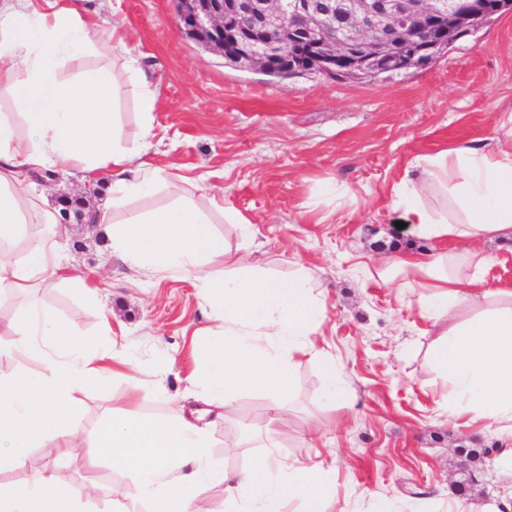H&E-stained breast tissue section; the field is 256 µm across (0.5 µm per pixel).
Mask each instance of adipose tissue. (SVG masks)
I'll list each match as a JSON object with an SVG mask.
<instances>
[{
    "label": "adipose tissue",
    "instance_id": "adipose-tissue-1",
    "mask_svg": "<svg viewBox=\"0 0 512 512\" xmlns=\"http://www.w3.org/2000/svg\"><path fill=\"white\" fill-rule=\"evenodd\" d=\"M117 52L137 82L143 137L152 134L158 93L129 48L119 24L103 25L60 0H0V296L25 294L51 281H68L62 231L54 211L36 202L35 179L45 170L83 181L111 179V197L97 222L113 257L129 269L172 273L191 281L205 325L197 329L182 404L169 417H134L146 395L164 396L159 379L143 371L124 348L88 345L80 332L39 305L0 316L10 350L39 361L37 373L0 369V475L26 468L33 449L51 458L74 448L88 466L109 460L114 473L132 476L139 499L123 512H213L202 487L224 488L227 512H330L332 473L323 465L279 460L273 429L266 453L228 469L210 453V429L226 419L240 391L270 390V412L283 406L294 369L315 358L328 406L347 395L335 359L314 338L325 318V290L306 266L288 279L255 269L238 257L223 278L209 269L224 241L211 227L223 211L222 194L205 189L195 200L165 206L117 225L115 213L155 194L165 181L123 147L107 106L116 95L112 69L88 68L66 77L70 63L100 49ZM417 176L392 188L390 208L432 244L428 256L408 249L366 267L402 295L416 296L432 326L431 362L446 389L443 407L457 427L493 421L512 440V284L486 287L494 264L486 245L512 241V153L466 146L415 157ZM73 281V280H70ZM81 297L98 290L73 281ZM118 379L110 414L85 429L77 417L87 391ZM99 486L72 487L53 470L34 481L0 484V512H88Z\"/></svg>",
    "mask_w": 512,
    "mask_h": 512
}]
</instances>
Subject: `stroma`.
Segmentation results:
<instances>
[{
  "instance_id": "35a3bbf8",
  "label": "stroma",
  "mask_w": 512,
  "mask_h": 512,
  "mask_svg": "<svg viewBox=\"0 0 512 512\" xmlns=\"http://www.w3.org/2000/svg\"><path fill=\"white\" fill-rule=\"evenodd\" d=\"M106 22H120L160 98L143 162L187 197L202 185L224 191V207L253 225L215 217L230 248L247 247L253 266L287 277L316 271L327 290L318 347L340 364L350 405L327 410L316 360L302 361L272 423L284 460L312 462L331 450L337 512H373L374 495L395 512H435L441 499L498 501L496 463L462 486V449L498 448L495 426L449 428L429 387L430 323L395 288L365 279L362 266L411 244L397 228L389 193L408 162L442 149L485 144L512 115V14L492 19L429 64L376 79H287L243 71L190 38L175 0H73ZM75 273L90 276L99 305L65 283L38 289L47 310L70 320L97 346L124 345L169 392L181 387L192 333L202 327L189 281L135 272L112 260L76 213L66 220ZM272 396L248 389L213 428V458L237 468L259 445L226 453L225 434Z\"/></svg>"
}]
</instances>
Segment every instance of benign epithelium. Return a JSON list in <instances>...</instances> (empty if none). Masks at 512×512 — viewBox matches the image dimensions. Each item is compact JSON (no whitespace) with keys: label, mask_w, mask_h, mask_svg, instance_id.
<instances>
[{"label":"benign epithelium","mask_w":512,"mask_h":512,"mask_svg":"<svg viewBox=\"0 0 512 512\" xmlns=\"http://www.w3.org/2000/svg\"><path fill=\"white\" fill-rule=\"evenodd\" d=\"M188 35L243 70L376 78L426 64L512 12V0H176Z\"/></svg>","instance_id":"1"}]
</instances>
